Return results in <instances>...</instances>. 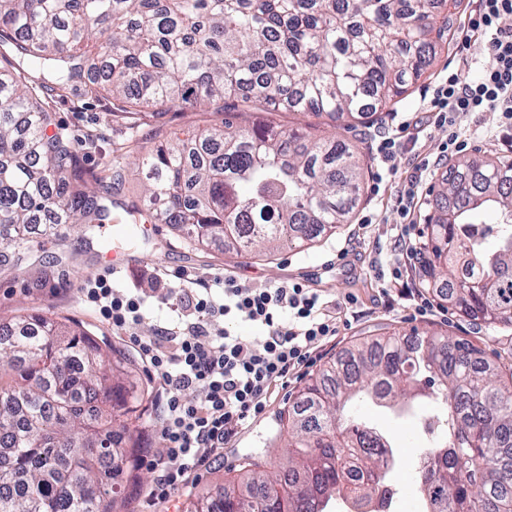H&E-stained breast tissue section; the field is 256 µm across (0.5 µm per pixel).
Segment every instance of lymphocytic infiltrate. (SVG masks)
I'll return each mask as SVG.
<instances>
[{
    "mask_svg": "<svg viewBox=\"0 0 512 512\" xmlns=\"http://www.w3.org/2000/svg\"><path fill=\"white\" fill-rule=\"evenodd\" d=\"M511 16L512 0H475L458 39L465 48L479 41L482 65L475 71L471 58L455 57L422 115L397 121L381 137L376 147L380 164L415 147L433 127L448 130L442 156L463 151L467 142L460 123L477 112L500 113L502 131L512 138V30L502 25ZM437 168L429 158L419 159L397 197L399 240L410 259L419 254L414 215L422 205L421 186ZM87 300L117 331H131L145 318V297L114 288L105 278L88 290ZM156 302L172 312L170 324L136 343L164 395L165 456L149 492L152 499L162 500L262 415L275 390L287 388L339 336L340 324L320 289L298 282L255 286L231 275L208 280L181 273ZM237 319L259 328L260 336L245 342L232 334L226 324ZM189 390L200 391V398L185 400Z\"/></svg>",
    "mask_w": 512,
    "mask_h": 512,
    "instance_id": "1",
    "label": "lymphocytic infiltrate"
}]
</instances>
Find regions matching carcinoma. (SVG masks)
Segmentation results:
<instances>
[{
	"label": "carcinoma",
	"mask_w": 512,
	"mask_h": 512,
	"mask_svg": "<svg viewBox=\"0 0 512 512\" xmlns=\"http://www.w3.org/2000/svg\"><path fill=\"white\" fill-rule=\"evenodd\" d=\"M0 0V264L22 266L29 225L110 220L47 97L74 83L121 109L224 115L146 153L137 224H177L189 242L271 254L350 222L362 141L330 140L238 118L313 112L351 130L395 105L450 48L462 0ZM497 214L493 222L488 212ZM421 284L453 311L512 326V158L463 157L425 224ZM127 360L79 324L39 311L0 322V512H121L119 461L136 448L143 396ZM429 400L433 433L415 493L422 512L512 506V368L435 331L366 338L309 376L280 418L286 448L270 470L245 455L236 478L196 512H379L401 459L357 403L400 415ZM301 485L307 500L278 494Z\"/></svg>",
	"instance_id": "carcinoma-1"
}]
</instances>
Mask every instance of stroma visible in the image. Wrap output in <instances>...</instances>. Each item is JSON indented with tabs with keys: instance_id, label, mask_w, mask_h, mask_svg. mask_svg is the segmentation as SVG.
<instances>
[{
	"instance_id": "35a3bbf8",
	"label": "stroma",
	"mask_w": 512,
	"mask_h": 512,
	"mask_svg": "<svg viewBox=\"0 0 512 512\" xmlns=\"http://www.w3.org/2000/svg\"><path fill=\"white\" fill-rule=\"evenodd\" d=\"M451 58L450 52L439 51L428 75L413 85L407 98L396 104L394 110L380 113L371 126L362 128L366 156L361 202L354 213V221L341 225L335 234L312 247L285 250L273 259L263 260L225 253L214 245L187 246L182 230L172 224L152 227L149 233L139 235L133 246L124 238L111 236L105 224L99 225L89 237L80 224L74 222L58 225L53 236L45 234L42 225L35 224L31 227L32 243L26 268L18 274H0V319L28 309L60 321H74L89 331L104 351L117 349L132 359V378L146 391L144 410L138 422L139 445L156 458L163 457L165 449L154 383L133 347L113 332L111 323L90 307L85 298L86 289L104 276L106 254L111 249L131 258L116 282L120 288L148 291L183 271L211 278L232 275L254 285L306 281L310 287L321 289L326 300L340 307L342 319L348 322L344 335L324 348L321 359L325 362L363 338L407 336L417 329L469 339L482 348L489 361L512 365V327H487L455 315L447 304L439 302L434 305L433 315L413 317L410 300L393 291L383 292V283L377 277L378 271L389 269L396 257L395 198L409 180L415 163L413 153L400 154L394 173L386 177L379 193H372L370 186L380 166L377 142L390 129L393 112H414L422 107L425 91L445 75ZM49 110L52 130L65 132L88 177L101 175L111 168L115 148L127 144L122 160L125 178L113 188L111 195L112 214L116 217L123 216L127 207L141 200L145 173L139 159L145 150L156 146L160 139L221 120L217 113L202 116L190 110L159 115L129 114L116 109L111 96H86L79 90L53 98ZM464 130L471 136L467 154L512 156V142L502 138L498 113L473 114ZM367 214L375 215L376 222L361 226L360 220ZM351 294L359 298L357 307L345 305L346 297ZM302 384V379L298 378L281 390L265 414L251 421L225 445L223 454L212 459L186 488L168 500L148 503L147 494L154 474L147 467H136V482L120 485L126 512H194L197 502L215 496L243 454L259 452L264 460L277 464L281 449L274 438L279 430V419L296 401ZM358 414L391 434L403 460L402 467L391 476L392 483L404 491L396 502L397 512H419V503L412 491L417 479L415 463L422 448L430 445L431 435L417 423L393 419L385 409L373 405L359 407Z\"/></svg>"
}]
</instances>
